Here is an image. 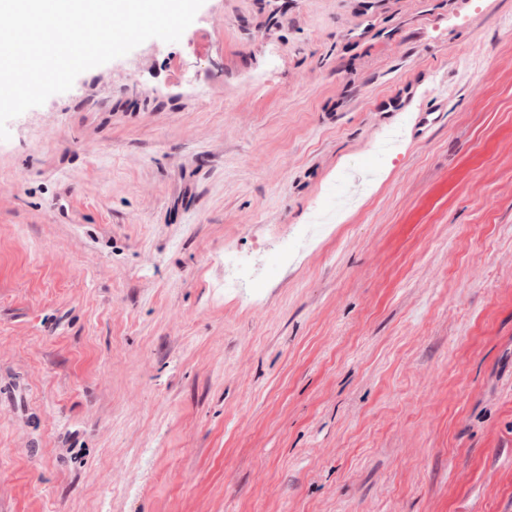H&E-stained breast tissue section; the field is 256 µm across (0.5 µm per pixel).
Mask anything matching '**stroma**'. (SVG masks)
<instances>
[{"label": "stroma", "instance_id": "35a3bbf8", "mask_svg": "<svg viewBox=\"0 0 512 512\" xmlns=\"http://www.w3.org/2000/svg\"><path fill=\"white\" fill-rule=\"evenodd\" d=\"M8 130L0 512H512V0H205ZM226 266L230 271L224 276L225 294L241 293L252 270L249 258L230 251L224 255V267Z\"/></svg>", "mask_w": 512, "mask_h": 512}]
</instances>
